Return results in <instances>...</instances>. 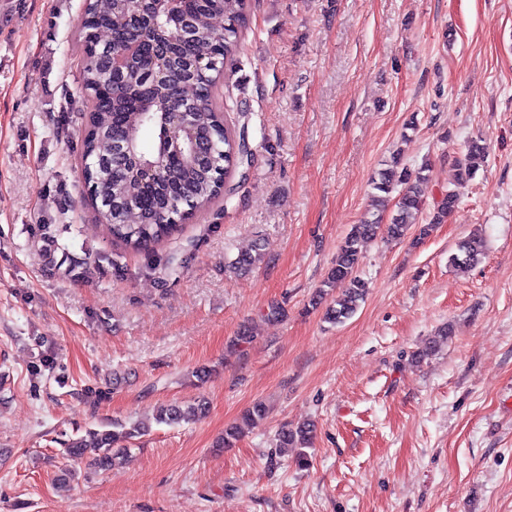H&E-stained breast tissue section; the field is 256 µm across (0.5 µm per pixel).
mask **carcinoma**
Returning a JSON list of instances; mask_svg holds the SVG:
<instances>
[{
  "label": "carcinoma",
  "mask_w": 512,
  "mask_h": 512,
  "mask_svg": "<svg viewBox=\"0 0 512 512\" xmlns=\"http://www.w3.org/2000/svg\"><path fill=\"white\" fill-rule=\"evenodd\" d=\"M250 7V0H183L177 15L163 16L158 26L135 34L129 28L135 0H86L77 35L81 87L90 102L82 140L83 174L91 186L98 219L107 225L112 241L135 252L153 250L220 198L226 179L249 160L245 139L224 120V103L217 90L224 70L234 66L240 28ZM218 17L224 19L222 31L212 25ZM103 30L110 33L106 40L100 37ZM153 69L164 72L166 81L155 84ZM163 89L176 101L193 106L194 139L208 146L204 155L188 148L175 151L162 139L161 130L170 121ZM124 140L132 145L130 161L113 155L114 145ZM163 155L170 162L162 181L146 178L141 166ZM483 158V147L471 142L466 154L455 161L458 179L472 178ZM425 184L423 170L401 168L397 160L372 179L376 212L352 226L327 280L312 297L313 306L326 304L328 322L341 324L355 313L367 293L366 283L355 274L363 246L378 238L403 239L422 209ZM394 192L395 212L385 224L380 211ZM457 203V193L448 190L432 223H441ZM484 254L483 240L473 235L459 242L450 262L465 268ZM263 257L264 248L258 242L229 262L228 268L246 272ZM334 287L341 288V293L329 301V289ZM205 412L206 403L201 400L188 406L169 405L160 410L155 422H190ZM266 413L265 404H253L241 421L224 430V447L233 446ZM149 429L142 422L130 428L114 423L112 429L97 432L89 440L68 441L63 454L72 461L109 469L128 458L116 444ZM313 431L314 425L308 422L287 426L277 435V447L297 449V462L302 465L307 460L303 448L310 444Z\"/></svg>",
  "instance_id": "obj_1"
}]
</instances>
